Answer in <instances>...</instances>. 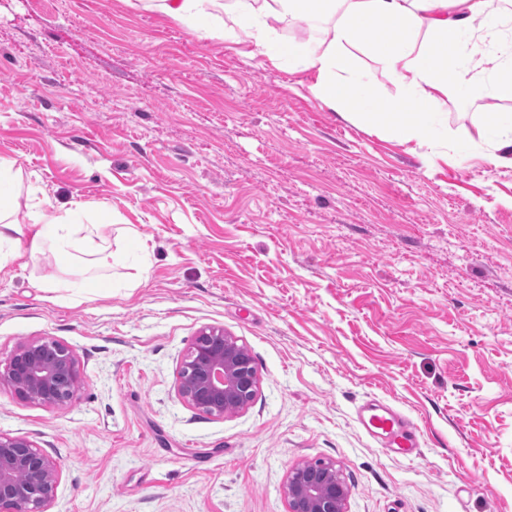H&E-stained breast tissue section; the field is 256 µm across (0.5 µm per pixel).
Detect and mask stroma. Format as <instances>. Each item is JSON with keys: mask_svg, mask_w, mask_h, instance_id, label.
Returning a JSON list of instances; mask_svg holds the SVG:
<instances>
[{"mask_svg": "<svg viewBox=\"0 0 512 512\" xmlns=\"http://www.w3.org/2000/svg\"><path fill=\"white\" fill-rule=\"evenodd\" d=\"M308 82L131 0H0V157L46 215L105 204L122 257L85 298L48 253L0 271V363L41 337L77 359L67 408L0 385V432L61 465L49 512H287L316 460L348 512H512V167L485 103L403 142ZM208 327L260 380L221 419L176 391ZM373 399L422 448L371 438Z\"/></svg>", "mask_w": 512, "mask_h": 512, "instance_id": "stroma-1", "label": "stroma"}]
</instances>
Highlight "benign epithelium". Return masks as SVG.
<instances>
[{"label": "benign epithelium", "mask_w": 512, "mask_h": 512, "mask_svg": "<svg viewBox=\"0 0 512 512\" xmlns=\"http://www.w3.org/2000/svg\"><path fill=\"white\" fill-rule=\"evenodd\" d=\"M78 380L73 350L46 337L18 344L0 371V383L20 399L52 408L76 399ZM258 384L247 348L216 328L197 334L176 378L179 396L215 418L246 407ZM59 475V464L31 441L0 432V512H48ZM285 489L288 512H347L350 489L333 461L293 466Z\"/></svg>", "instance_id": "benign-epithelium-1"}]
</instances>
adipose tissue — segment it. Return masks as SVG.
<instances>
[{
  "label": "adipose tissue",
  "mask_w": 512,
  "mask_h": 512,
  "mask_svg": "<svg viewBox=\"0 0 512 512\" xmlns=\"http://www.w3.org/2000/svg\"><path fill=\"white\" fill-rule=\"evenodd\" d=\"M157 9L198 39L245 45L249 58L310 74V93L348 120L384 121L398 138L436 127L442 105L512 96V10L502 0H154ZM299 16L321 22L317 38L297 46L275 25ZM374 61L392 85L366 81ZM19 173L0 158V270L25 255L51 252L73 267L71 289L88 287L118 257L99 232L110 215L76 201L53 217L28 208L14 224Z\"/></svg>",
  "instance_id": "ef3b65f1"
}]
</instances>
